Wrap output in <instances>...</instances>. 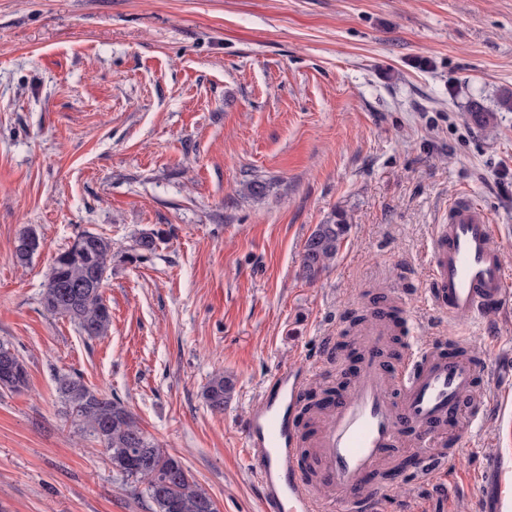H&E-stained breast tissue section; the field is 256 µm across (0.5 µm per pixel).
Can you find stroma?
<instances>
[{
  "label": "stroma",
  "mask_w": 512,
  "mask_h": 512,
  "mask_svg": "<svg viewBox=\"0 0 512 512\" xmlns=\"http://www.w3.org/2000/svg\"><path fill=\"white\" fill-rule=\"evenodd\" d=\"M512 0H0V341L26 364L0 391V512H151L62 413L55 378L120 398L182 458L218 512H261L243 424L273 375L308 391L352 365L354 316L385 294L402 344L461 337L512 356V296L486 322L449 319L427 290L436 225L466 194L489 214L512 284ZM497 112L482 129L470 101ZM268 185L250 196L252 178ZM350 229L319 279L300 274L317 224ZM42 247L28 265L16 239ZM83 231L117 254L112 322L88 338L41 296ZM159 235L144 260L140 233ZM223 412L202 393L215 373ZM462 410L454 483L413 467L395 512H512V373ZM41 240L35 231L27 229L20 232L15 245V258L18 263L27 264L39 251ZM234 391V382L224 376V374H215L205 387L203 396L207 406L213 412H223L224 404L231 397Z\"/></svg>",
  "instance_id": "1"
}]
</instances>
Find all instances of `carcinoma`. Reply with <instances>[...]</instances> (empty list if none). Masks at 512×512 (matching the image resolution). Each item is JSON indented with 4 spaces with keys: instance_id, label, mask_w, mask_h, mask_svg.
I'll use <instances>...</instances> for the list:
<instances>
[{
    "instance_id": "cac0c4a2",
    "label": "carcinoma",
    "mask_w": 512,
    "mask_h": 512,
    "mask_svg": "<svg viewBox=\"0 0 512 512\" xmlns=\"http://www.w3.org/2000/svg\"><path fill=\"white\" fill-rule=\"evenodd\" d=\"M467 112L476 127H487L493 120L492 111L479 102L471 103ZM348 229L342 211L316 225L304 245L302 275L306 280H317L335 262ZM156 239L157 233L145 231L136 239L133 250L138 257L146 258L155 253ZM40 247L36 232L24 230L16 241L15 258L24 265ZM111 262L110 238L87 231L77 234L53 258L41 298L43 308L69 318L90 338L106 334L112 315L103 298V284ZM56 385L66 414L97 439L109 454L113 470L133 493L146 495L154 512H216L213 500L192 480L182 460L147 437L121 399L93 390L71 375L56 376ZM27 386L23 359L1 342L0 391L21 392ZM233 391L234 382L218 373L209 380L203 396L212 411L221 413Z\"/></svg>"
}]
</instances>
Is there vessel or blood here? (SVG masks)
<instances>
[{
    "label": "vessel or blood",
    "mask_w": 512,
    "mask_h": 512,
    "mask_svg": "<svg viewBox=\"0 0 512 512\" xmlns=\"http://www.w3.org/2000/svg\"><path fill=\"white\" fill-rule=\"evenodd\" d=\"M430 299L452 317L491 316L507 297L501 245L488 213L461 197L432 238ZM374 322L361 344L363 368L313 435L314 464L299 452V415L309 374L295 364L277 372L250 409L244 446L261 489L262 512H386L388 491L372 477L383 461L414 437L423 474L446 485L447 451L430 442L435 431L457 428L462 406L481 415L479 384L486 358L458 337L410 344L404 364L381 371L378 353L388 341ZM333 490L326 498L321 488Z\"/></svg>",
    "instance_id": "obj_1"
}]
</instances>
